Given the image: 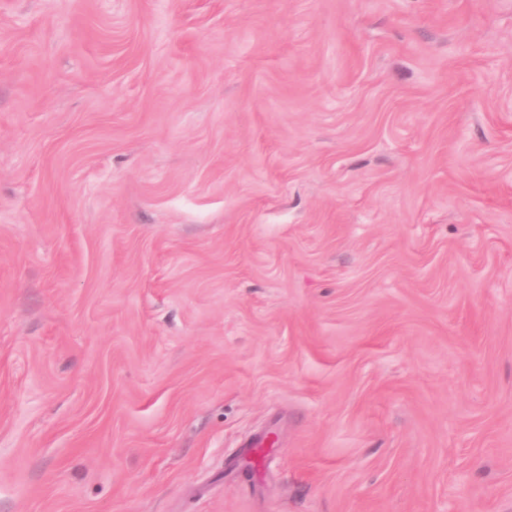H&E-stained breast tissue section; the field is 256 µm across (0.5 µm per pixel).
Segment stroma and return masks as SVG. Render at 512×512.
Listing matches in <instances>:
<instances>
[{
  "instance_id": "1",
  "label": "stroma",
  "mask_w": 512,
  "mask_h": 512,
  "mask_svg": "<svg viewBox=\"0 0 512 512\" xmlns=\"http://www.w3.org/2000/svg\"><path fill=\"white\" fill-rule=\"evenodd\" d=\"M0 512H512V0H0Z\"/></svg>"
}]
</instances>
